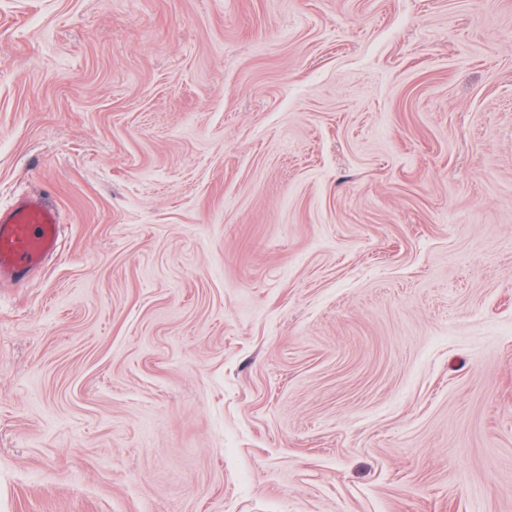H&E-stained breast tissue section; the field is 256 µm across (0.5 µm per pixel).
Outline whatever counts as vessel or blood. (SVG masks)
<instances>
[{
  "mask_svg": "<svg viewBox=\"0 0 512 512\" xmlns=\"http://www.w3.org/2000/svg\"><path fill=\"white\" fill-rule=\"evenodd\" d=\"M62 226L57 210L31 197L0 211V280L24 281L59 250Z\"/></svg>",
  "mask_w": 512,
  "mask_h": 512,
  "instance_id": "b4317fda",
  "label": "vessel or blood"
}]
</instances>
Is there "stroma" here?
<instances>
[{"label":"stroma","instance_id":"obj_1","mask_svg":"<svg viewBox=\"0 0 512 512\" xmlns=\"http://www.w3.org/2000/svg\"><path fill=\"white\" fill-rule=\"evenodd\" d=\"M0 512H512V0H0ZM62 224L57 210L31 197L0 211V280L22 282L59 250Z\"/></svg>","mask_w":512,"mask_h":512}]
</instances>
